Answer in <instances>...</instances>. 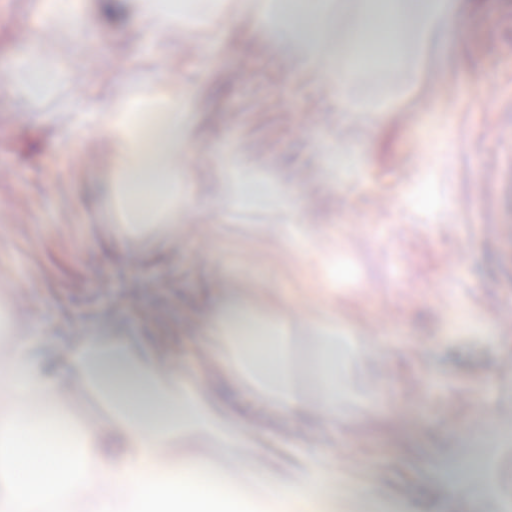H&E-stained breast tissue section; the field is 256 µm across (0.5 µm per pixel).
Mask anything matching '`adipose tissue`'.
Masks as SVG:
<instances>
[{
    "label": "adipose tissue",
    "mask_w": 512,
    "mask_h": 512,
    "mask_svg": "<svg viewBox=\"0 0 512 512\" xmlns=\"http://www.w3.org/2000/svg\"><path fill=\"white\" fill-rule=\"evenodd\" d=\"M447 9L446 0H394L378 21L394 27L395 41L400 44L421 37L434 18ZM261 17L259 29L270 49L275 51L283 43L294 42L300 67L325 88L334 102L343 103L349 71L329 49V19L323 15H290L276 6L263 7ZM37 74L53 84L67 77L65 69L29 53L9 65L7 74L0 78V92L22 89ZM168 109L174 112L175 119L161 138L160 152L167 156L186 154L193 137L187 118V94L172 98ZM239 316V311H226V327L222 330L207 323L205 343L223 349L225 369L234 374L246 373L258 391H265L267 382L275 381L278 390L271 396V403L299 407L301 396L283 365L271 367L254 357L244 363L236 360L234 351L243 347L244 341L231 323ZM46 342V336L36 334L19 345V365L11 371L8 387L17 403L24 404L36 391L45 400H53L62 383L61 376L48 373L44 366ZM65 365L102 390L112 404L114 429L123 438L122 448L114 452L104 446L105 433L89 431L96 464L86 482L71 491L84 512H139L152 497L165 499L169 512H185L190 501L209 503L222 512L224 475L212 471L207 457H194L187 464L189 472L207 474L203 485L172 484L156 478L161 467L157 451L166 447L174 432L201 433L231 448L249 447L244 430L229 426L222 408L215 404L204 384L185 381L148 346L117 339L103 330L83 336L68 352ZM126 380L143 388L154 404L170 407V414L151 419L131 408L118 389ZM69 426L64 414L46 415L23 409L9 424L0 427V435L12 442L10 453L0 455V477L5 480L0 491L5 494L8 512H44L47 502L56 498L72 465L66 449L57 447L56 441Z\"/></svg>",
    "instance_id": "1"
}]
</instances>
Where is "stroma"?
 <instances>
[{"label": "stroma", "instance_id": "1", "mask_svg": "<svg viewBox=\"0 0 512 512\" xmlns=\"http://www.w3.org/2000/svg\"><path fill=\"white\" fill-rule=\"evenodd\" d=\"M335 19V40L363 30L359 0H297ZM99 0H84L92 27L128 63L110 69L82 28L41 36L44 0H0V67L36 45L84 70L42 101L0 95V334L50 336L46 364L63 372L68 346L107 323L162 350L187 380H202L229 420L258 445L233 463L201 434L172 439L173 467L204 451L223 468L228 493L249 496L253 470L275 469L290 485L316 476L325 496L367 512H483L495 497L512 505V0H455L475 23L468 42L432 28L394 55L391 82L358 69L352 111L314 108L317 87L295 56L261 48L253 0L234 15H208L142 44L129 0L107 25ZM178 59L170 85L192 95V201L180 225L131 228L119 154L104 131L70 105L91 103L106 80L111 100L138 94L160 105L170 86L153 71ZM447 80L433 85V71ZM423 147L412 151L406 114ZM448 150L447 165L435 164ZM266 168L281 197L242 181ZM427 187L434 198L419 207ZM36 297L17 303L14 282ZM236 304L253 322L287 326L292 356H312L316 336H352L368 354L343 359L335 430L311 388L303 410L241 388L202 340L198 316ZM471 461L452 482L449 464Z\"/></svg>", "mask_w": 512, "mask_h": 512}]
</instances>
